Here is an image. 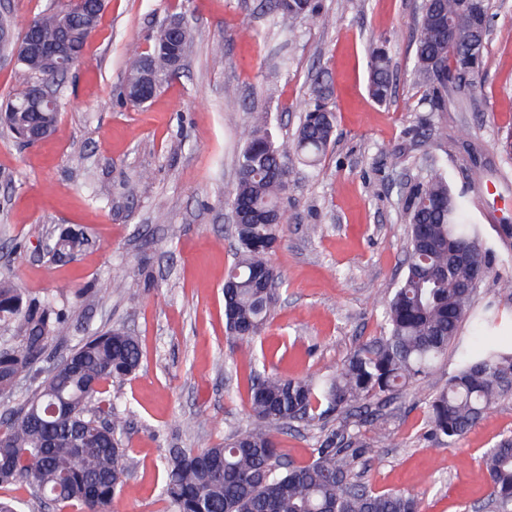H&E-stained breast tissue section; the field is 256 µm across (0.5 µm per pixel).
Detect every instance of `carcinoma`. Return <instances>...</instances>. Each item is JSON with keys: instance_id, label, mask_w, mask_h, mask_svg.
<instances>
[{"instance_id": "obj_1", "label": "carcinoma", "mask_w": 512, "mask_h": 512, "mask_svg": "<svg viewBox=\"0 0 512 512\" xmlns=\"http://www.w3.org/2000/svg\"><path fill=\"white\" fill-rule=\"evenodd\" d=\"M283 30L297 20L319 15L314 0H269ZM103 13L96 0H59L55 8L32 18L41 38L55 39L59 20L70 18V51L80 60ZM492 17L488 0H424L414 35V74L426 88L431 112L472 107L461 94L456 74L482 81L487 40L480 21ZM167 33L152 45L127 48L129 78L145 62L153 66L157 85L176 75ZM369 92L383 103L392 93L386 47L369 49ZM327 92L321 75L314 79L319 103L305 112L293 139L274 142L265 117L250 126L237 157L232 213L238 258L225 280L224 317L231 339L250 344L273 319L281 276L270 257L280 246L283 224L266 220L283 208L288 191V163L298 157L318 161L333 140L335 115L322 103ZM4 118L10 131L27 128L33 109L22 91ZM424 181L405 195L402 212L408 224L404 274L393 296L380 303L379 336L360 345L336 371L314 378L263 372L250 387V412L261 425L232 435L226 442L194 451L172 448L164 458L166 478L160 496L166 512H421L420 498L409 492L375 493L358 482L344 450L357 439L344 428L331 430L313 449V460L291 466L277 452L275 436L295 421L369 414L371 401L401 391L428 376L453 349L457 369L425 401L429 435L450 444L477 425L499 401L512 398V322L495 304L473 306L471 274L491 275L492 249L481 225L471 221V200L454 192L439 172L438 160L421 159ZM46 253L62 261L88 238L65 227L48 237ZM141 280L109 277L94 282L96 294L133 292ZM470 322L485 344L460 342ZM12 328L0 336L1 397L13 394L18 380L30 378L31 395L0 418V488L25 484L58 512H107L126 474L124 428L115 415L105 385L138 370V340L120 330H106L71 345L69 314L54 300H27L20 289L0 282V324ZM67 357L42 372L38 365L49 348ZM490 482L489 507L512 512V435L484 453Z\"/></svg>"}]
</instances>
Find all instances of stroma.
I'll use <instances>...</instances> for the list:
<instances>
[{"instance_id": "1", "label": "stroma", "mask_w": 512, "mask_h": 512, "mask_svg": "<svg viewBox=\"0 0 512 512\" xmlns=\"http://www.w3.org/2000/svg\"><path fill=\"white\" fill-rule=\"evenodd\" d=\"M319 3L321 17L299 21L287 41L261 0H107L82 60L58 86L55 133L23 148L0 126V279L64 305L74 340L118 328L142 347L138 372L108 386L129 455L110 512H163L167 449H200L255 426L256 370L322 375L379 335V304L403 269L400 193L420 179L421 156H436L460 187L463 148L476 146L488 174L468 187L471 215L488 246H501L496 228L512 219V159L499 146L512 132V0H492L477 111L430 117L413 74L421 0ZM174 12L193 35L180 74L152 102L126 103L128 45L151 43ZM372 41L389 49L393 90L384 104L367 90ZM319 73L330 85L335 141L318 167L290 164L288 222L271 258L283 280L279 302L242 347L226 337L224 277L236 259L226 199L243 132L265 112L275 141L292 138ZM229 86L235 97L225 96ZM428 117L447 126L448 139L414 136ZM389 149L399 165L386 162ZM142 171L148 179L127 196L124 184ZM312 226L318 235H309ZM57 227L83 230L89 245L51 261L40 244ZM122 274L143 275L148 285L135 295L87 293L92 282ZM455 370L447 354L406 391L373 402L375 421L357 426L369 444L352 460L358 481L379 493L418 494L423 512H482L490 493L483 456L512 435V399L456 444L433 440L424 401ZM322 434L321 422L294 424L277 436L278 452L288 464H307Z\"/></svg>"}]
</instances>
